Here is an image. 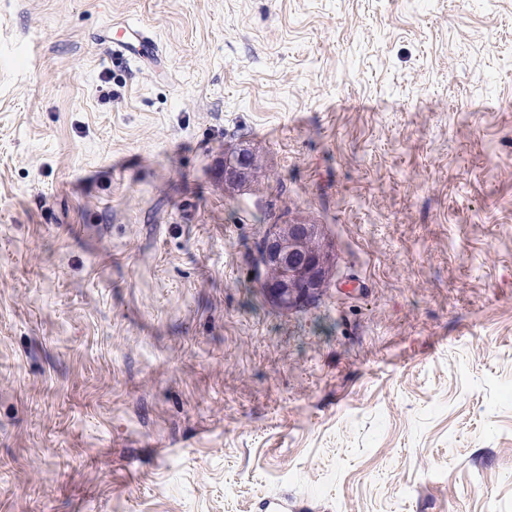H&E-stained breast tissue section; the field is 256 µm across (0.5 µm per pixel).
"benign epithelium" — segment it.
Instances as JSON below:
<instances>
[{
    "label": "benign epithelium",
    "instance_id": "benign-epithelium-1",
    "mask_svg": "<svg viewBox=\"0 0 512 512\" xmlns=\"http://www.w3.org/2000/svg\"><path fill=\"white\" fill-rule=\"evenodd\" d=\"M235 159L224 162L228 182H245L256 173L257 164L241 165ZM329 253L316 224H274L257 251L259 268L272 277L262 282L267 295L279 307L316 295L324 288L329 275Z\"/></svg>",
    "mask_w": 512,
    "mask_h": 512
}]
</instances>
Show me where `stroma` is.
I'll use <instances>...</instances> for the list:
<instances>
[{"mask_svg":"<svg viewBox=\"0 0 512 512\" xmlns=\"http://www.w3.org/2000/svg\"><path fill=\"white\" fill-rule=\"evenodd\" d=\"M275 496L512 512V0H0V512ZM112 44L133 59L153 56L156 53L154 41L138 27H121L113 37ZM249 155L248 153H239L233 160H226L224 162V178L227 182H245L253 177L256 173V160L247 165H240L238 160ZM329 253L317 224H274L257 251L262 286L280 308L316 295L329 275Z\"/></svg>","mask_w":512,"mask_h":512,"instance_id":"stroma-1","label":"stroma"}]
</instances>
